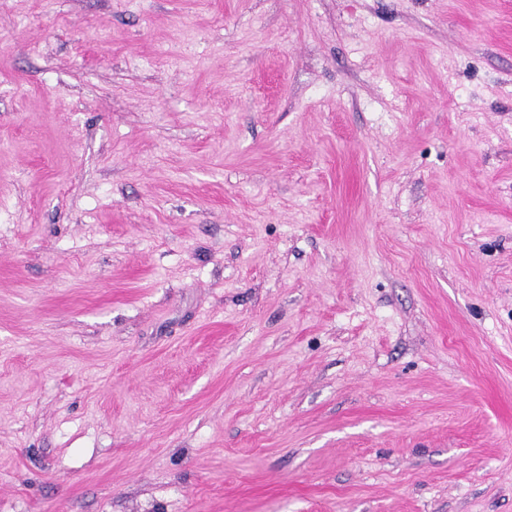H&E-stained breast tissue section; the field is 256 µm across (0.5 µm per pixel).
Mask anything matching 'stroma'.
<instances>
[{
  "label": "stroma",
  "mask_w": 512,
  "mask_h": 512,
  "mask_svg": "<svg viewBox=\"0 0 512 512\" xmlns=\"http://www.w3.org/2000/svg\"><path fill=\"white\" fill-rule=\"evenodd\" d=\"M0 512H512V0H0Z\"/></svg>",
  "instance_id": "35a3bbf8"
}]
</instances>
